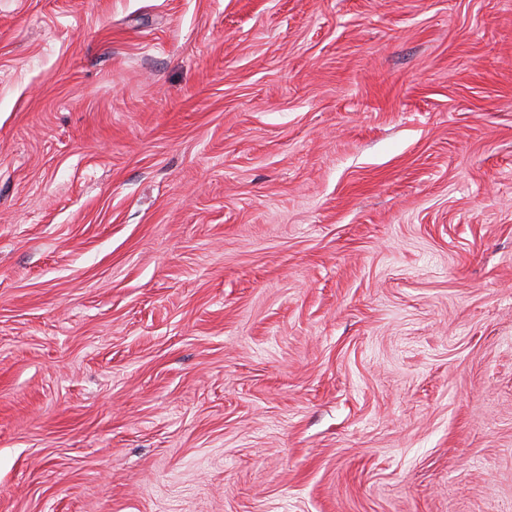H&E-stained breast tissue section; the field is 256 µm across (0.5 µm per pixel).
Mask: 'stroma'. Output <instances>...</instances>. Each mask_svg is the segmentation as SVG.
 <instances>
[{
    "mask_svg": "<svg viewBox=\"0 0 512 512\" xmlns=\"http://www.w3.org/2000/svg\"><path fill=\"white\" fill-rule=\"evenodd\" d=\"M0 512H512V0H0Z\"/></svg>",
    "mask_w": 512,
    "mask_h": 512,
    "instance_id": "stroma-1",
    "label": "stroma"
}]
</instances>
